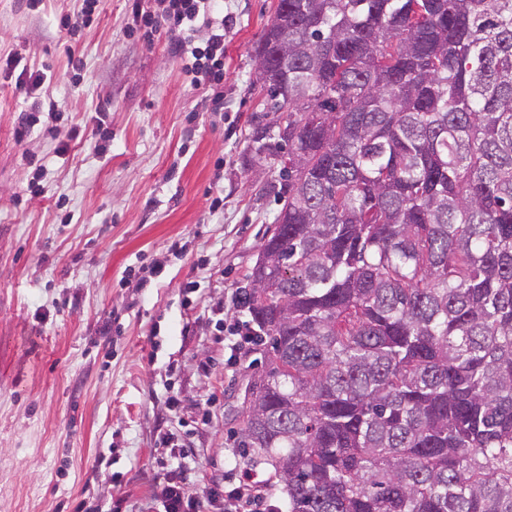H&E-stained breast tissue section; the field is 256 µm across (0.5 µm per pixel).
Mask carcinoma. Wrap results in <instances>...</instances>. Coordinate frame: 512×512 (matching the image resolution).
Here are the masks:
<instances>
[{"instance_id":"1","label":"carcinoma","mask_w":512,"mask_h":512,"mask_svg":"<svg viewBox=\"0 0 512 512\" xmlns=\"http://www.w3.org/2000/svg\"><path fill=\"white\" fill-rule=\"evenodd\" d=\"M240 447L287 512H512V0H278Z\"/></svg>"}]
</instances>
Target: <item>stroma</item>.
Here are the masks:
<instances>
[{"mask_svg": "<svg viewBox=\"0 0 512 512\" xmlns=\"http://www.w3.org/2000/svg\"><path fill=\"white\" fill-rule=\"evenodd\" d=\"M277 3L223 0L217 110L176 33L136 25L157 0H101L70 39L78 0H0V512H138L168 431L198 500L233 469L275 478L234 435L262 353L230 366L224 338L280 208L287 115L254 59ZM23 67L45 82L18 85Z\"/></svg>", "mask_w": 512, "mask_h": 512, "instance_id": "stroma-1", "label": "stroma"}]
</instances>
